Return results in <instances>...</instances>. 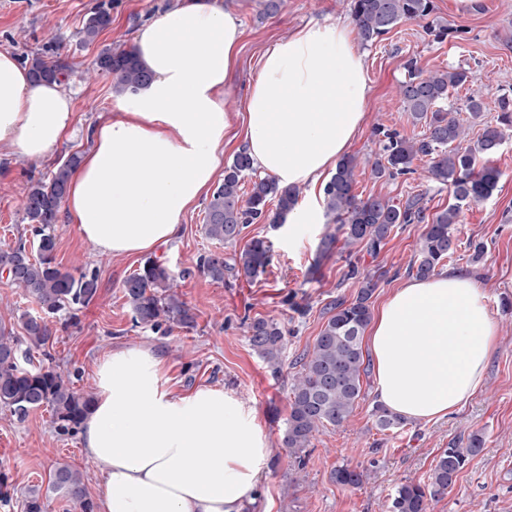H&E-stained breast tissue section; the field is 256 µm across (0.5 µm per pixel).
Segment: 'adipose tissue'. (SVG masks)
<instances>
[{
    "instance_id": "1",
    "label": "adipose tissue",
    "mask_w": 512,
    "mask_h": 512,
    "mask_svg": "<svg viewBox=\"0 0 512 512\" xmlns=\"http://www.w3.org/2000/svg\"><path fill=\"white\" fill-rule=\"evenodd\" d=\"M242 30L213 0H179L134 34L150 82L92 125L91 149L70 176L64 207L101 252L137 256L176 238L238 142L284 186L317 188L366 120L364 54L350 24L313 21L271 43L234 123L220 95ZM71 97L33 83L0 52V147L40 162L69 133ZM497 322L475 280L449 268L395 288L366 331L379 402L410 421L451 416L478 392ZM103 484L99 512H244L268 443L252 412L213 387L174 393L152 349L112 350L95 366L81 424Z\"/></svg>"
}]
</instances>
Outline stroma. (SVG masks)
Segmentation results:
<instances>
[{
    "label": "stroma",
    "instance_id": "obj_1",
    "mask_svg": "<svg viewBox=\"0 0 512 512\" xmlns=\"http://www.w3.org/2000/svg\"><path fill=\"white\" fill-rule=\"evenodd\" d=\"M97 2L0 0V51L20 59L43 52L48 61L66 64L64 88L72 97L76 129L56 145L50 159L0 156V245L14 242L28 229L24 200L30 179L49 173L54 160L66 154L89 151L92 143L85 130L119 111L122 97L114 91L112 75L94 70L99 51L129 48L136 28L176 0H112L111 28L87 43L82 29ZM214 2L232 12L243 31L238 64L224 89V104L232 112L242 111L256 61L271 42L312 20H352L344 0H282L274 13L267 12L266 0ZM435 4V22L459 28V38L434 43L426 22L406 20L383 40L362 46L372 90L366 122L348 154L361 160L373 154L378 126L412 135L414 128L395 93L409 58H416L425 71L461 66L473 72L471 83L450 94L456 111H463L466 98L474 95L484 102L485 119L493 121L499 98L512 95V0H482L476 11L462 14L451 10L449 0ZM489 163L501 173L498 187L487 200L463 206L449 266L471 275L484 289L498 337L482 389L447 419L380 432L372 416L375 384L367 376L362 397L343 427L320 429L298 458L281 446L294 373L290 360L312 346L325 321V304L355 294L356 283L346 277L349 263L385 270L371 298L372 307H379L408 279V265L426 229L422 223L395 228L377 256L356 251L324 260L318 259L317 250L326 224L276 229L253 224L242 239L270 242L265 273L254 280L228 276L215 282L198 269L199 255L217 251L229 258L235 249L206 236V204L198 202L186 214L179 236L154 252L171 268L178 293L195 314L193 326L164 332L134 326L119 288L139 268L141 257L101 253L80 237L68 213L60 212L56 261L74 274L97 269L99 292L81 309L77 326L57 329L49 348L52 364L72 375L76 389L91 392L97 359L115 348L143 345L163 357L173 392L214 387L238 397L254 412L270 448L264 476L246 512H387L398 485L426 480L443 448L474 433L484 438L482 452L447 494L430 502L428 512H512V130ZM413 167V173L387 182L375 179L369 169H358L356 192L364 198L381 193L399 200L422 193L430 211L447 207L448 189L429 178L427 160L414 161ZM475 242L485 246L478 261L472 258ZM300 305L307 307V315L297 313ZM256 318L277 320L286 330L287 361L280 372H273L249 345L246 325ZM61 463L79 469L92 500H99L103 486L95 465L84 457L79 436L57 434L49 408L34 410L22 421L0 409V474L6 475L13 494L10 502H0V512H22L25 494L34 487L47 488ZM341 465L361 466L369 476L358 487L336 484L331 473Z\"/></svg>",
    "mask_w": 512,
    "mask_h": 512
}]
</instances>
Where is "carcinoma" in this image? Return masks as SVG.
Masks as SVG:
<instances>
[{
	"instance_id": "cac0c4a2",
	"label": "carcinoma",
	"mask_w": 512,
	"mask_h": 512,
	"mask_svg": "<svg viewBox=\"0 0 512 512\" xmlns=\"http://www.w3.org/2000/svg\"><path fill=\"white\" fill-rule=\"evenodd\" d=\"M347 5L364 44L382 39L403 20H425L435 9L434 0H347ZM111 26V8L100 4L86 19L84 38L92 41ZM27 65L36 83L62 76V65L50 63L38 53L27 59ZM96 66L115 77V91L119 94L134 93L150 80L132 47L101 50ZM405 69L407 77L398 86V97L404 111L413 123L421 124L424 132L407 138L396 130L376 129L379 149L369 162L371 173L378 179H394L412 172L415 160L426 158L431 179L450 189L454 203L429 218L423 194L399 202L381 194L361 198L355 193L358 158L345 155L324 187L326 215L338 228L321 239L318 259L332 255L339 233L346 251L359 249L376 256L398 225L425 221L418 258L410 264L409 273L426 278L454 254L453 230L460 221L462 205L490 198L498 186L500 171L491 165L478 169L476 161L500 150L505 128H512V97L504 95L498 100L501 114L497 124L485 125L472 141L471 125L448 105L451 91L470 81L471 72L457 67L425 73L414 58L407 61ZM465 141L466 147H458ZM79 160L76 152L64 156L48 175L31 181L24 201V219L36 242L35 250L27 252L23 238L0 246V270L8 273L15 288L34 297L40 309L36 315L22 313L15 326L0 322V409L23 420L31 411L48 407L56 430L63 435L78 431L94 397L76 390L70 375L37 365L35 359L52 339L51 320H62L66 325L75 322L77 311L98 292L97 270H85L76 276L55 261L59 209ZM247 181L251 189L244 194ZM298 198L299 188L282 187L274 179L256 177L250 158L238 152L224 168V179L206 205L205 235L234 245L251 224H282ZM273 199L277 204L271 209L269 203ZM270 252L268 241L253 238L234 254L232 262L224 260L221 253L209 252L199 257L198 267L218 282L224 281L226 273L253 279L264 272ZM347 276L358 284L355 295L350 299L338 297L325 305L328 318L313 348L296 355L292 362L296 372L281 445L295 454L309 446L319 429L343 426L362 395V377L370 366L364 357L363 335L371 320L370 299L384 273L365 272L351 263ZM120 289L136 327L159 330L164 325L189 326L195 321L192 309L174 290L172 271L157 257L145 259L121 282ZM17 327L22 334L15 333ZM247 333L252 349L274 372H280L285 353L282 326L257 318L247 325ZM373 415L381 432H397L406 426L404 418L380 404L374 407ZM483 445V438L473 434L466 447L453 444L441 451L427 481H407L395 489L388 512H426L427 501L445 495ZM331 477L340 485L354 487L363 484L367 471L342 465L333 470ZM48 490L80 512H94L83 473L67 464L55 468ZM22 508L24 512H45L39 489L29 490Z\"/></svg>"
}]
</instances>
